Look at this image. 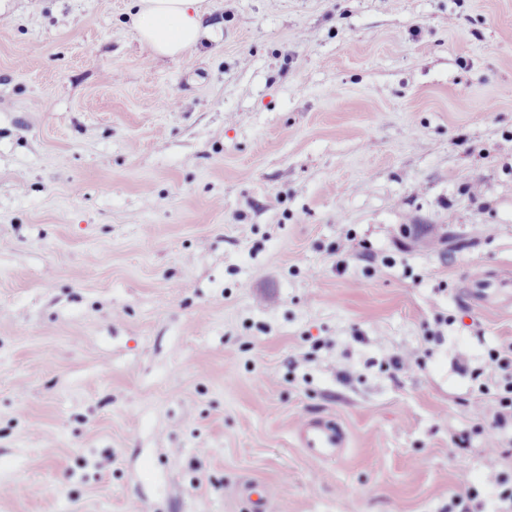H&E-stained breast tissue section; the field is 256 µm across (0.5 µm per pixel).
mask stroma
I'll list each match as a JSON object with an SVG mask.
<instances>
[{
    "instance_id": "obj_1",
    "label": "stroma",
    "mask_w": 512,
    "mask_h": 512,
    "mask_svg": "<svg viewBox=\"0 0 512 512\" xmlns=\"http://www.w3.org/2000/svg\"><path fill=\"white\" fill-rule=\"evenodd\" d=\"M206 8L166 57L132 0H0V512H491L512 0ZM512 279L493 271L468 275L463 286V298L476 311H501L511 307ZM298 443L312 458L335 457L346 446V436L336 424L309 416L296 428Z\"/></svg>"
}]
</instances>
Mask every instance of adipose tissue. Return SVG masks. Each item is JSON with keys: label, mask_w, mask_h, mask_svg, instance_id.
I'll list each match as a JSON object with an SVG mask.
<instances>
[{"label": "adipose tissue", "mask_w": 512, "mask_h": 512, "mask_svg": "<svg viewBox=\"0 0 512 512\" xmlns=\"http://www.w3.org/2000/svg\"><path fill=\"white\" fill-rule=\"evenodd\" d=\"M136 5L135 27L156 55H177L205 32V0H136Z\"/></svg>", "instance_id": "adipose-tissue-1"}]
</instances>
